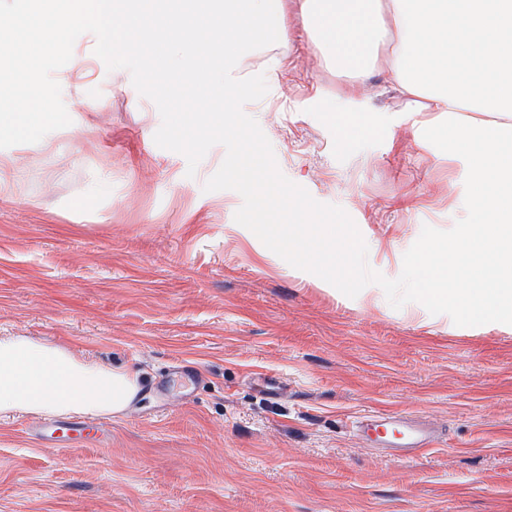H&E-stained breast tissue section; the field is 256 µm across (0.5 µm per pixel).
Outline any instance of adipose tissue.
Masks as SVG:
<instances>
[{"instance_id":"ef3b65f1","label":"adipose tissue","mask_w":512,"mask_h":512,"mask_svg":"<svg viewBox=\"0 0 512 512\" xmlns=\"http://www.w3.org/2000/svg\"><path fill=\"white\" fill-rule=\"evenodd\" d=\"M14 32L23 69H0V137L25 138L52 118L37 87L48 44L65 45L87 18L111 24L112 54L145 51L164 71L205 74L216 98L231 101L241 82L230 65L242 50L281 44L293 28L342 84L328 114L356 101L364 78L382 72L404 97L413 126L433 131L449 160L463 161L466 212L457 243L426 245L408 277L452 323L512 330V0H179L162 36V0H31ZM219 34L226 63L216 72L198 51ZM136 372L77 357L27 336L0 337V419L120 416L139 396Z\"/></svg>"}]
</instances>
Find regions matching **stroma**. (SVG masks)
Segmentation results:
<instances>
[{"instance_id": "1", "label": "stroma", "mask_w": 512, "mask_h": 512, "mask_svg": "<svg viewBox=\"0 0 512 512\" xmlns=\"http://www.w3.org/2000/svg\"><path fill=\"white\" fill-rule=\"evenodd\" d=\"M80 35L54 79L72 120L18 160L0 196V336H30L138 373L95 447L52 448L43 417L0 419V512H512V334L474 335L369 285L363 307L289 265L205 191L226 149L159 148L155 103ZM245 104L281 172L342 207L389 279L423 226L451 229L463 193L432 131L384 75L336 116L338 77L305 37ZM364 129L345 140L356 111ZM367 410L423 418L433 449L398 458L354 433Z\"/></svg>"}]
</instances>
